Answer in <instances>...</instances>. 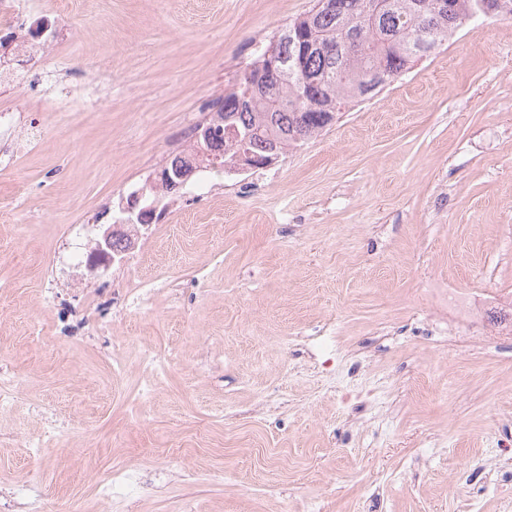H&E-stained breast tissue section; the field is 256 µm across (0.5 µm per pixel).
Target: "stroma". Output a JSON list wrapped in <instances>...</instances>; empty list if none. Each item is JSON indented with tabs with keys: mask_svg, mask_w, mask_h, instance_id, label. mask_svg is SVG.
I'll return each mask as SVG.
<instances>
[{
	"mask_svg": "<svg viewBox=\"0 0 512 512\" xmlns=\"http://www.w3.org/2000/svg\"><path fill=\"white\" fill-rule=\"evenodd\" d=\"M59 2L0 86L40 131L0 167V512L33 480L86 512H512V18L195 199L142 174L313 0ZM135 194L139 263L77 259ZM36 403L68 438L34 457Z\"/></svg>",
	"mask_w": 512,
	"mask_h": 512,
	"instance_id": "35a3bbf8",
	"label": "stroma"
}]
</instances>
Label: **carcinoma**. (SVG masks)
<instances>
[{
	"label": "carcinoma",
	"instance_id": "1",
	"mask_svg": "<svg viewBox=\"0 0 512 512\" xmlns=\"http://www.w3.org/2000/svg\"><path fill=\"white\" fill-rule=\"evenodd\" d=\"M329 12L317 5L288 23L255 65L275 70L278 78L255 97L240 103L244 88L224 96V121L238 136L216 137L210 151L226 163L236 153L261 160L321 132L341 106L366 98V85L385 74L392 78L448 43L479 11L482 0H453L458 8L442 13L440 0H420L422 13L410 9L414 0H390L391 10L379 24L364 17L367 0H340ZM434 29L430 48H414L421 24ZM299 61V71L291 69Z\"/></svg>",
	"mask_w": 512,
	"mask_h": 512
}]
</instances>
